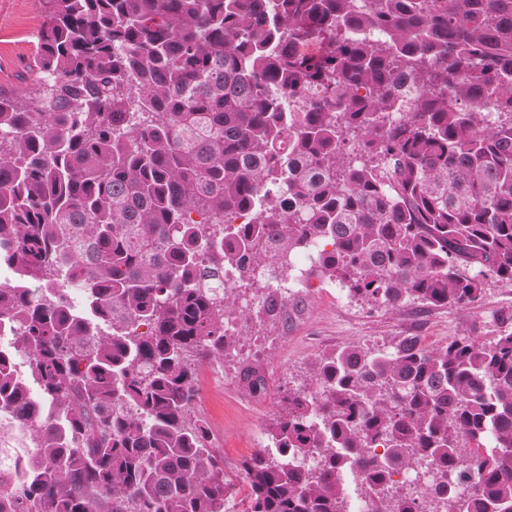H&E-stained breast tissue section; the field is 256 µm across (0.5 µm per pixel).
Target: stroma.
I'll list each match as a JSON object with an SVG mask.
<instances>
[{
    "mask_svg": "<svg viewBox=\"0 0 512 512\" xmlns=\"http://www.w3.org/2000/svg\"><path fill=\"white\" fill-rule=\"evenodd\" d=\"M42 23L38 0H0V73L5 85H17L18 73L38 44ZM305 285L302 294L288 300L286 313L272 316L254 309L238 337L239 351L199 368L198 407L213 427L224 456V476L234 486L228 512H242L248 487L241 464L266 444L267 430L282 409V389L307 383L316 357L358 342L386 349L399 336L421 337L428 347L461 337L488 341L499 330L512 328V287L493 283L467 310L416 303L394 310L371 308L350 299L329 280L313 276ZM256 340L262 343L267 389L254 395L241 386L237 370L242 346Z\"/></svg>",
    "mask_w": 512,
    "mask_h": 512,
    "instance_id": "1",
    "label": "stroma"
}]
</instances>
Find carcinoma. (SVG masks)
Returning <instances> with one entry per match:
<instances>
[{
	"label": "carcinoma",
	"instance_id": "1",
	"mask_svg": "<svg viewBox=\"0 0 512 512\" xmlns=\"http://www.w3.org/2000/svg\"><path fill=\"white\" fill-rule=\"evenodd\" d=\"M39 3L27 85L0 86V268L19 280L0 321L29 360L26 381L0 351V421L38 458L22 483L0 471L10 512H225L196 405L199 365L236 342L227 266L286 277L312 253L298 277L386 309L512 286V0ZM239 381L265 391L257 361ZM281 402L244 512H346L347 475L379 512H512V330L347 345ZM427 468L473 486L389 494Z\"/></svg>",
	"mask_w": 512,
	"mask_h": 512
}]
</instances>
